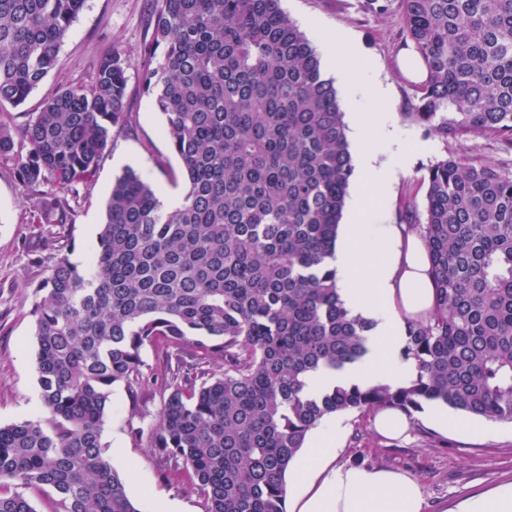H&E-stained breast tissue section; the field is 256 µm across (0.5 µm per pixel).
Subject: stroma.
<instances>
[{
	"instance_id": "35a3bbf8",
	"label": "stroma",
	"mask_w": 512,
	"mask_h": 512,
	"mask_svg": "<svg viewBox=\"0 0 512 512\" xmlns=\"http://www.w3.org/2000/svg\"><path fill=\"white\" fill-rule=\"evenodd\" d=\"M292 19L317 18L325 34L351 33L374 67L369 82L391 90L390 110L405 139L415 147L391 200V219L421 224L426 219L423 178L436 162L461 156L475 165H490L512 174V145L486 140L471 149L442 141L410 115L416 94L415 77L403 64L408 51L400 47L402 27L396 12H376L368 0H281ZM152 0H86L59 50V65L27 101L12 109L15 130H23L43 102L61 85L90 84L99 59L112 49L129 59L126 126L112 129L92 182L70 198L71 221L44 224L33 207L32 192L22 183L12 160L0 158V425L44 416L36 370V338L30 315L32 288L44 279L61 256L83 262L97 241L112 181L125 168L147 176L163 194L182 197L184 183H173L182 164L163 134V119L142 84L140 48L151 28ZM163 402L158 387L130 395L117 386L106 412L102 443L105 450L125 448L137 480L127 492L140 512H152L156 498L175 504L178 512H205L203 499L190 487L163 480L164 464L149 448L146 433L155 426ZM432 405L414 413L407 439L379 435L373 413L348 412L346 431L334 457L338 464L383 466L415 480L422 512H443L459 498L512 481V423L500 421L488 438L481 419L467 418L461 429L443 430L431 420Z\"/></svg>"
}]
</instances>
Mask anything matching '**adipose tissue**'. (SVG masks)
Masks as SVG:
<instances>
[{"label": "adipose tissue", "instance_id": "1", "mask_svg": "<svg viewBox=\"0 0 512 512\" xmlns=\"http://www.w3.org/2000/svg\"><path fill=\"white\" fill-rule=\"evenodd\" d=\"M324 52L344 78L350 135L360 146L357 186L348 200L346 218L330 265L338 293L352 315L373 321L366 351L337 374H312L309 394H319L332 379L362 387L396 385L413 367L404 356L405 317H428L435 283L424 241L406 226L389 220L393 189L407 162V150L389 113L388 90L367 84L370 62L342 33L327 37ZM367 95L377 109L356 108ZM343 432L341 418L326 419L313 432L305 453L290 473L298 493L289 512H422L416 483L387 468L333 465Z\"/></svg>", "mask_w": 512, "mask_h": 512}]
</instances>
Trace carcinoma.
<instances>
[{
    "label": "carcinoma",
    "mask_w": 512,
    "mask_h": 512,
    "mask_svg": "<svg viewBox=\"0 0 512 512\" xmlns=\"http://www.w3.org/2000/svg\"><path fill=\"white\" fill-rule=\"evenodd\" d=\"M84 0H0V156L14 160L49 224L95 176L124 125L125 54L89 85L45 100L15 150L4 111L56 68ZM422 62L410 116L445 141L512 144V0H399ZM143 86L186 179L163 207L136 171L112 184L85 263L61 258L34 287L36 367L47 417L0 426V512H138L104 454L112 387L151 384L142 353L193 375L168 391L149 445L163 478L205 512H287L285 478L334 414L440 402L512 422V177L446 158L430 166L421 234L436 302L406 320L399 385L305 391L319 369L365 352L372 323L350 315L333 256L353 174L333 81L280 0H154Z\"/></svg>",
    "instance_id": "carcinoma-1"
}]
</instances>
